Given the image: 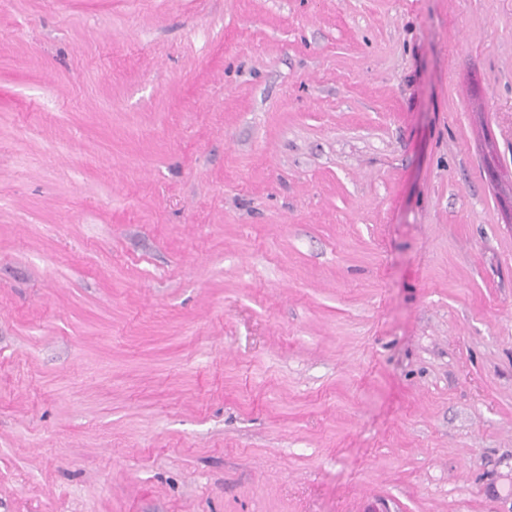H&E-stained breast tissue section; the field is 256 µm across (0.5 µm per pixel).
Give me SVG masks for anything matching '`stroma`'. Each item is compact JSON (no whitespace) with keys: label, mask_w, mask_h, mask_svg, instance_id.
I'll return each mask as SVG.
<instances>
[{"label":"stroma","mask_w":512,"mask_h":512,"mask_svg":"<svg viewBox=\"0 0 512 512\" xmlns=\"http://www.w3.org/2000/svg\"><path fill=\"white\" fill-rule=\"evenodd\" d=\"M512 512V0H0V512Z\"/></svg>","instance_id":"stroma-1"}]
</instances>
